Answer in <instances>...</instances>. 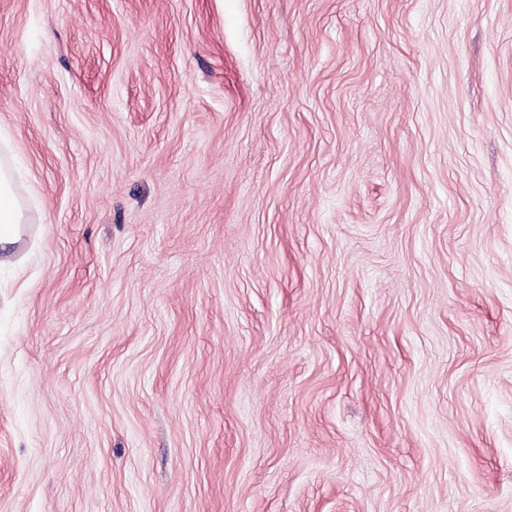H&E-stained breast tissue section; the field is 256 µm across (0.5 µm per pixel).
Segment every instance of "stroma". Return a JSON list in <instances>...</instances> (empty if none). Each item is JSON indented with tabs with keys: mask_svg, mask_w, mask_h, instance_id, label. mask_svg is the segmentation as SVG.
Instances as JSON below:
<instances>
[{
	"mask_svg": "<svg viewBox=\"0 0 512 512\" xmlns=\"http://www.w3.org/2000/svg\"><path fill=\"white\" fill-rule=\"evenodd\" d=\"M0 512H512V0H0ZM15 170L0 158V244L9 245L19 239L25 223L24 208L14 189Z\"/></svg>",
	"mask_w": 512,
	"mask_h": 512,
	"instance_id": "obj_1",
	"label": "stroma"
}]
</instances>
